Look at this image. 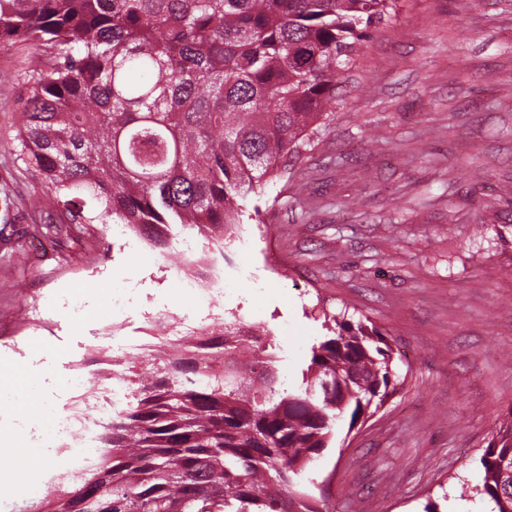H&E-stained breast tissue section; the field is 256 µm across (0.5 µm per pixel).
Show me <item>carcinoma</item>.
<instances>
[{
	"label": "carcinoma",
	"instance_id": "obj_1",
	"mask_svg": "<svg viewBox=\"0 0 512 512\" xmlns=\"http://www.w3.org/2000/svg\"><path fill=\"white\" fill-rule=\"evenodd\" d=\"M396 0H0V41L52 63L25 88L20 157L68 224H130L166 251L189 224L216 245L301 156L341 74ZM300 384L266 334L149 354L104 452L55 486L78 512H323L308 465L396 389L377 329L333 317ZM332 383L327 397L325 382ZM479 493L512 512V408L485 447Z\"/></svg>",
	"mask_w": 512,
	"mask_h": 512
}]
</instances>
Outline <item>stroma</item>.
I'll use <instances>...</instances> for the list:
<instances>
[{
    "instance_id": "obj_1",
    "label": "stroma",
    "mask_w": 512,
    "mask_h": 512,
    "mask_svg": "<svg viewBox=\"0 0 512 512\" xmlns=\"http://www.w3.org/2000/svg\"><path fill=\"white\" fill-rule=\"evenodd\" d=\"M50 53L0 42V190L15 201L0 220V332L35 309L55 327L10 361L9 391L40 377L31 398L0 406V438L20 448L23 421L54 401L63 375L108 369L92 347L105 326L142 336L188 311L137 237L100 224L53 243L37 232L67 219L17 140L26 79ZM189 236L225 279L256 273L224 308L274 336L282 380H300L335 314L392 345L396 392L307 469L328 512H487L479 458L512 410V0H398L343 73L310 150L223 247ZM116 288L127 292L119 309ZM33 455L37 469L16 477L0 512H29L52 475L42 449Z\"/></svg>"
}]
</instances>
